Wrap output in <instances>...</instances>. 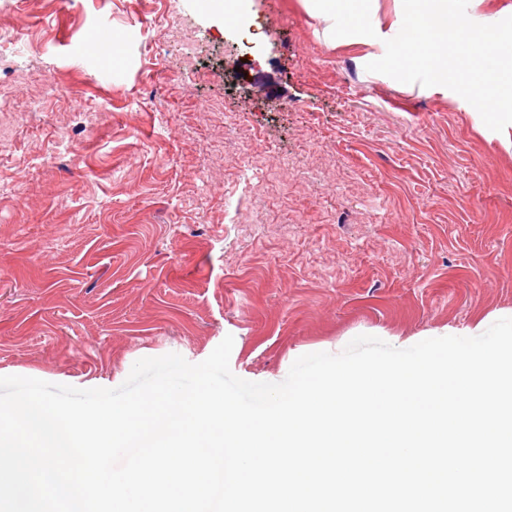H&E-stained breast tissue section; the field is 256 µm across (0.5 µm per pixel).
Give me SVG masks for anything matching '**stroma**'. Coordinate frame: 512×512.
I'll return each instance as SVG.
<instances>
[{"label":"stroma","instance_id":"35a3bbf8","mask_svg":"<svg viewBox=\"0 0 512 512\" xmlns=\"http://www.w3.org/2000/svg\"><path fill=\"white\" fill-rule=\"evenodd\" d=\"M239 2L0 0V376L115 388L230 335L279 383L512 317V148L367 71L395 0L332 44L303 0Z\"/></svg>","mask_w":512,"mask_h":512}]
</instances>
